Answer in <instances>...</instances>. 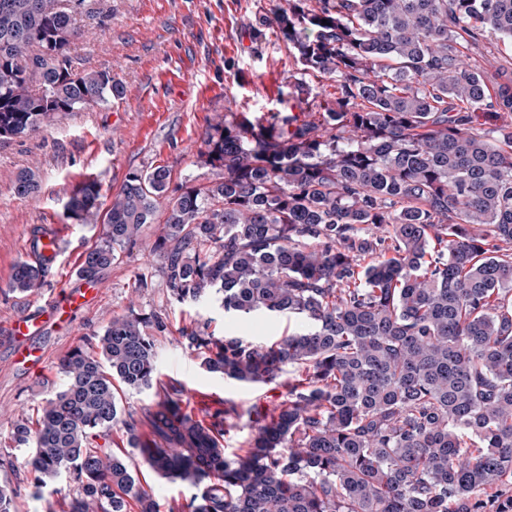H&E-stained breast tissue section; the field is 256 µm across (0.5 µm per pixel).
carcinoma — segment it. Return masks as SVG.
<instances>
[{"mask_svg":"<svg viewBox=\"0 0 512 512\" xmlns=\"http://www.w3.org/2000/svg\"><path fill=\"white\" fill-rule=\"evenodd\" d=\"M86 0H0V139L122 95L70 55ZM305 75L336 97L300 114L226 112L206 134L221 180L168 197L161 167L128 173L107 207L85 181L67 211L103 224L78 275L118 249L162 258L172 298L218 296L224 313L288 315L308 328L269 345L181 330L208 373L285 388L278 412H248L247 448L220 442L232 404L204 423L162 386L139 421L116 385L156 379L151 317L118 316L96 349L60 363L59 390L13 440L39 480L76 483L69 512H158L129 447L192 490L183 512H512L489 491L512 480V80L467 63L459 40L512 41V0H288L275 17ZM22 170L15 192H37ZM165 219L150 236L161 203ZM44 268L16 266L13 287ZM295 378L281 381L285 367Z\"/></svg>","mask_w":512,"mask_h":512,"instance_id":"cac0c4a2","label":"carcinoma"}]
</instances>
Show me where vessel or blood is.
Here are the masks:
<instances>
[{"mask_svg": "<svg viewBox=\"0 0 512 512\" xmlns=\"http://www.w3.org/2000/svg\"><path fill=\"white\" fill-rule=\"evenodd\" d=\"M63 233L55 224L40 225L36 233L29 235L26 252L46 266H54L58 257L64 252ZM101 289L92 291L82 289H65L49 302L35 304L32 311L25 316L15 318L8 325L12 340L13 360H26L32 366H39V359L33 358L30 339L40 327L43 317L49 316L65 323H73L76 317L89 307L92 300L100 298Z\"/></svg>", "mask_w": 512, "mask_h": 512, "instance_id": "vessel-or-blood-1", "label": "vessel or blood"}]
</instances>
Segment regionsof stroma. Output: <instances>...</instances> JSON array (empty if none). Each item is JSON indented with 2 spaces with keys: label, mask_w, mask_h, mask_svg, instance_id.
Masks as SVG:
<instances>
[{
  "label": "stroma",
  "mask_w": 512,
  "mask_h": 512,
  "mask_svg": "<svg viewBox=\"0 0 512 512\" xmlns=\"http://www.w3.org/2000/svg\"><path fill=\"white\" fill-rule=\"evenodd\" d=\"M287 6V0H91L78 18L81 34L71 56L78 70H110L122 96L0 139V486L15 491L16 512H68L72 479L63 476L35 486L25 466L31 450L17 445L12 431L58 390L60 360L94 341L113 317L134 311L165 321L166 330L153 334L157 375L161 383L183 387L182 407L195 419L208 420L228 402L237 407L239 418L224 432L226 453L245 447L251 434L248 409L257 405L276 413L281 387L238 383L204 371L180 331L193 327L263 344L304 329V322L228 316L213 296L177 302L168 292L162 261L137 246L118 250L99 277L101 301L83 311L75 327L51 322L33 338L35 349L46 354L42 370L9 367L6 325L27 312L31 299L84 287L75 257L94 244L102 227L67 216L68 197L80 181L96 180L107 198L129 171L162 166L170 172L169 195L210 184L222 171L207 163L203 140L225 113H297L317 95L332 92L331 81L305 77L287 46L273 36L274 16ZM461 52L468 63L512 73V42L498 35L463 43ZM23 169L35 171L40 180L39 191L27 198L14 192L15 176ZM46 222L62 226L67 252L45 271L38 290H15L14 270L27 259L22 243ZM141 276L148 281L143 289L136 286ZM128 453L140 486L153 494L159 512H182L189 490L154 473L137 451Z\"/></svg>",
  "instance_id": "obj_1"
}]
</instances>
